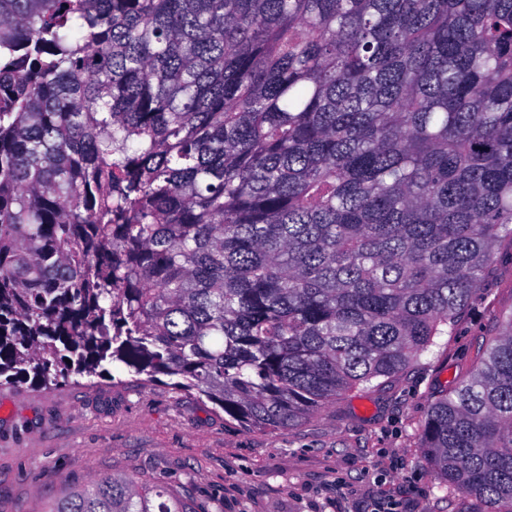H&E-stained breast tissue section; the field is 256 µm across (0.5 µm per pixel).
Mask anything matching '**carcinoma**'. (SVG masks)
Returning <instances> with one entry per match:
<instances>
[{"instance_id": "obj_1", "label": "carcinoma", "mask_w": 512, "mask_h": 512, "mask_svg": "<svg viewBox=\"0 0 512 512\" xmlns=\"http://www.w3.org/2000/svg\"><path fill=\"white\" fill-rule=\"evenodd\" d=\"M512 240V0H0V377L112 364L290 428ZM71 363H66V360ZM426 464L512 512V311ZM46 512H197L103 476Z\"/></svg>"}]
</instances>
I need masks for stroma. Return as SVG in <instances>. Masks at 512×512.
Here are the masks:
<instances>
[{
    "mask_svg": "<svg viewBox=\"0 0 512 512\" xmlns=\"http://www.w3.org/2000/svg\"><path fill=\"white\" fill-rule=\"evenodd\" d=\"M497 252L453 335L384 389L350 392L289 429H248L166 376L0 379V512H44L99 475L186 488L198 512H481L426 466L419 431L512 311V242Z\"/></svg>",
    "mask_w": 512,
    "mask_h": 512,
    "instance_id": "1",
    "label": "stroma"
}]
</instances>
